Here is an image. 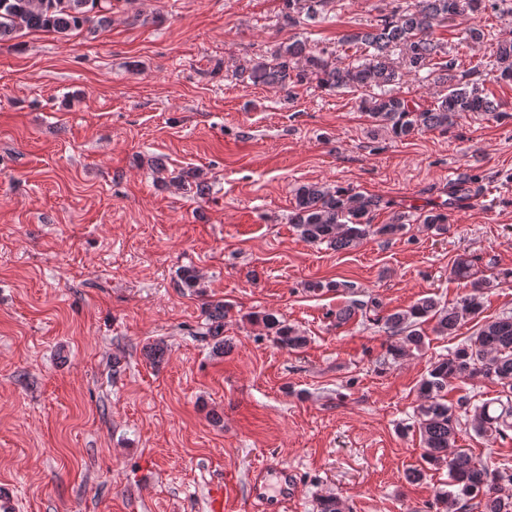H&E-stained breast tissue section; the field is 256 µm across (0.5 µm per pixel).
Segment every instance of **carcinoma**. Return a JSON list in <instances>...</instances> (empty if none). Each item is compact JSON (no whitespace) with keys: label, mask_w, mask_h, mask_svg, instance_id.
<instances>
[{"label":"carcinoma","mask_w":512,"mask_h":512,"mask_svg":"<svg viewBox=\"0 0 512 512\" xmlns=\"http://www.w3.org/2000/svg\"><path fill=\"white\" fill-rule=\"evenodd\" d=\"M327 2L282 0L281 25L296 27L303 19L316 23ZM504 9L512 11V0H404L391 13L379 16L376 23L344 38L369 51L362 60L338 66L325 54L309 50L305 41L296 39L280 46L271 58L252 61L245 72L255 85L292 89L313 77L328 89H362L366 94L360 101L361 109L375 126L397 139L425 130L447 131L465 112L495 118L501 113L475 79L479 69L458 72V58L433 39L434 28L457 17ZM110 10L112 0H0V42L25 29L63 37L84 27L95 33L111 23ZM396 47L405 51L407 73L446 87L434 107L420 110L408 99L387 92V86L400 83L403 76L391 62V51ZM493 66L497 78L512 80V41L498 44ZM379 206L377 198L353 194L346 188L303 184L295 192L290 222L304 241L325 243L341 251L371 235L394 236L406 230L401 216L388 224L372 223V212ZM419 220L438 234L448 231V216L443 212L431 210ZM472 269L473 260L468 256H460L454 262V275L471 281V290L456 304L445 306L433 297H425L404 310L381 317L385 329L400 337L388 348L392 359L425 347L423 325L429 321L435 322L436 335L452 336L467 320L479 317L483 295L493 287V281L473 279ZM226 314L223 304L207 308L212 335H220ZM261 321L281 346L298 350L307 344V337L275 314L265 313ZM479 376L496 381L501 397L479 405L471 404L466 396L454 403L448 401V385L452 381ZM418 394L420 403L414 415L424 444V460L432 466L446 464L449 485L458 488L456 492L438 494L436 512H454L460 495L479 499L482 512H512V498L501 495L502 483H512V474L477 462L457 447L463 419L475 434L493 440L506 437L507 431L512 430V314L482 323L447 357L432 362L418 385Z\"/></svg>","instance_id":"obj_1"}]
</instances>
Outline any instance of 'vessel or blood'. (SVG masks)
Listing matches in <instances>:
<instances>
[{
	"mask_svg": "<svg viewBox=\"0 0 512 512\" xmlns=\"http://www.w3.org/2000/svg\"><path fill=\"white\" fill-rule=\"evenodd\" d=\"M297 498L298 481L293 468L269 460L247 475V512H291Z\"/></svg>",
	"mask_w": 512,
	"mask_h": 512,
	"instance_id": "vessel-or-blood-1",
	"label": "vessel or blood"
}]
</instances>
